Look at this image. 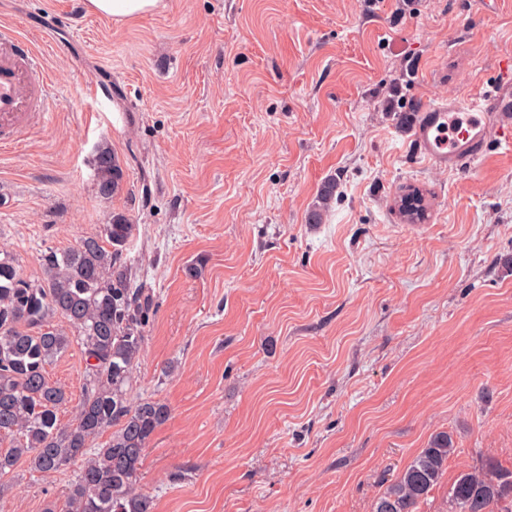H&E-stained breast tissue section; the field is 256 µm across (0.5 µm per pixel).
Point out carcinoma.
Listing matches in <instances>:
<instances>
[{"label": "carcinoma", "mask_w": 512, "mask_h": 512, "mask_svg": "<svg viewBox=\"0 0 512 512\" xmlns=\"http://www.w3.org/2000/svg\"><path fill=\"white\" fill-rule=\"evenodd\" d=\"M96 170L98 191L107 198L124 176L109 148L98 151ZM134 230L125 215L112 214L99 232L45 252L37 279L0 257V502L12 493L21 465L39 474L75 465V478L46 512H154L137 479L143 452L170 408L128 396L149 307L120 265ZM74 345L85 357L86 379L63 427L58 412L70 398L47 368ZM108 429V440L93 447ZM453 451L448 433H437L376 498L373 512H419ZM448 503L450 512H512V471L492 464L463 471Z\"/></svg>", "instance_id": "1"}]
</instances>
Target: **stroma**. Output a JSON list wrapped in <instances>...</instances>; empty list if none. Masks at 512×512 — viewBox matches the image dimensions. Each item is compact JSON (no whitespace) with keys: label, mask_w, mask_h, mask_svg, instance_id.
I'll return each instance as SVG.
<instances>
[{"label":"stroma","mask_w":512,"mask_h":512,"mask_svg":"<svg viewBox=\"0 0 512 512\" xmlns=\"http://www.w3.org/2000/svg\"><path fill=\"white\" fill-rule=\"evenodd\" d=\"M86 2L0 0L52 97L0 147V250L36 278L113 213L135 224L122 263L151 305L131 396L171 410L139 471L154 512H373L441 431L420 512H448L460 472L511 471L512 145L444 171L399 118L491 89L512 0H160L120 25ZM107 73L111 99L85 93ZM102 147L124 171L107 199ZM409 186L423 223L398 212ZM49 376L69 424L79 348ZM73 476L19 469L0 512H44Z\"/></svg>","instance_id":"stroma-1"}]
</instances>
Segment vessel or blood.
I'll use <instances>...</instances> for the list:
<instances>
[{"instance_id":"b4317fda","label":"vessel or blood","mask_w":512,"mask_h":512,"mask_svg":"<svg viewBox=\"0 0 512 512\" xmlns=\"http://www.w3.org/2000/svg\"><path fill=\"white\" fill-rule=\"evenodd\" d=\"M50 115L49 85L37 49L13 25L0 24V143L21 139ZM425 158L451 172L473 170L492 140L512 135V59L492 90L426 104L412 125Z\"/></svg>"}]
</instances>
